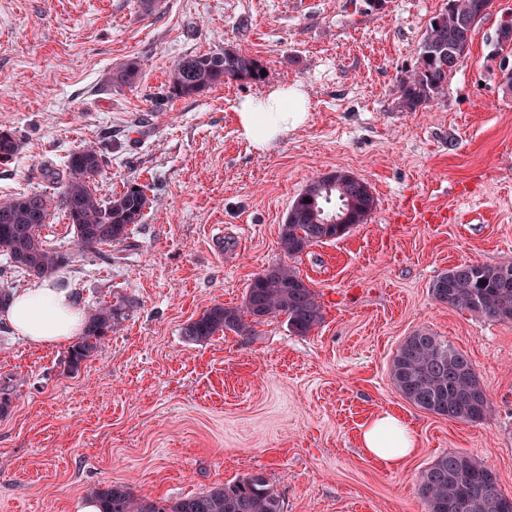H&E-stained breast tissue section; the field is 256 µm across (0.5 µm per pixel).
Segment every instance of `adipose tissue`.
I'll list each match as a JSON object with an SVG mask.
<instances>
[{
	"label": "adipose tissue",
	"instance_id": "obj_1",
	"mask_svg": "<svg viewBox=\"0 0 512 512\" xmlns=\"http://www.w3.org/2000/svg\"><path fill=\"white\" fill-rule=\"evenodd\" d=\"M236 112L243 137L261 152L288 131L304 126L309 118L307 94L297 83L275 86L258 102L240 100ZM0 315L18 336L37 347L72 341L80 334L85 318L70 289L49 279L15 293ZM414 445L410 427L391 413L378 415L361 434L362 448L386 465L406 457Z\"/></svg>",
	"mask_w": 512,
	"mask_h": 512
}]
</instances>
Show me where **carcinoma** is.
Masks as SVG:
<instances>
[{
  "label": "carcinoma",
  "mask_w": 512,
  "mask_h": 512,
  "mask_svg": "<svg viewBox=\"0 0 512 512\" xmlns=\"http://www.w3.org/2000/svg\"><path fill=\"white\" fill-rule=\"evenodd\" d=\"M485 0H455V8L431 17L420 40L415 66L399 79L400 108L415 112L444 96L448 89V46L470 41ZM262 61L235 50H222L176 58L170 68L168 93L174 97L199 96L224 84V80L261 82ZM140 71L132 60L109 74L114 86L132 84ZM16 136L0 131V162L13 159ZM104 158L95 146L70 154L66 176L58 180L56 196L40 193L0 199V253L12 259L23 256V270L41 278L69 265L75 255L95 252L101 245L128 239L129 225L140 223L149 198L143 188L130 183L117 196L103 200L91 184L102 173ZM67 216L75 230V250L50 248L41 231L51 206ZM376 205L374 195L359 182L342 178L322 183L316 176L290 205L280 235L285 256H300L308 247L336 238V218L348 210L366 223ZM432 297L453 309L502 322H512V263H464L439 274L432 282ZM121 301L88 312L83 331L65 360L67 372L81 370L105 338L124 320ZM264 319L286 318L289 330L305 335L321 324L324 314L317 293L291 265L279 263L256 274L241 306L221 303L206 308L184 327V336L202 342L225 331L251 335ZM391 378L398 392L415 406L451 420L476 422L486 418L492 401L468 356L427 329L407 337L394 355ZM101 512H282L279 496L261 474L187 495L176 501L137 496L123 484H109L92 491ZM418 494L427 512H512V496L498 488L496 472L486 463L462 452L439 457L421 472Z\"/></svg>",
  "instance_id": "cac0c4a2"
}]
</instances>
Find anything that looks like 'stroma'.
<instances>
[{
  "mask_svg": "<svg viewBox=\"0 0 512 512\" xmlns=\"http://www.w3.org/2000/svg\"><path fill=\"white\" fill-rule=\"evenodd\" d=\"M446 0H0V131L19 151L0 164V198L53 193L45 168L106 145L102 199L128 182L150 199L110 254L60 271L83 309L124 301L125 318L79 373L67 347L36 348L0 318V512H80L91 490L126 484L176 500L263 473L283 512H427L421 472L466 452L512 496V322L438 303L430 286L464 262H512V94L499 84L492 0L445 97L414 112L398 80ZM226 48L259 58L262 82L228 80L169 97L174 58ZM133 84L105 83L131 60ZM301 84L309 119L255 151L234 108ZM348 169L371 186L368 221L289 260L280 228L315 176ZM291 262L322 304L304 336L285 318L189 342L216 303L240 305L254 275ZM426 329L463 351L493 402L478 422L408 402L390 361ZM384 411L416 448L393 466L360 436Z\"/></svg>",
  "mask_w": 512,
  "mask_h": 512,
  "instance_id": "stroma-1",
  "label": "stroma"
}]
</instances>
